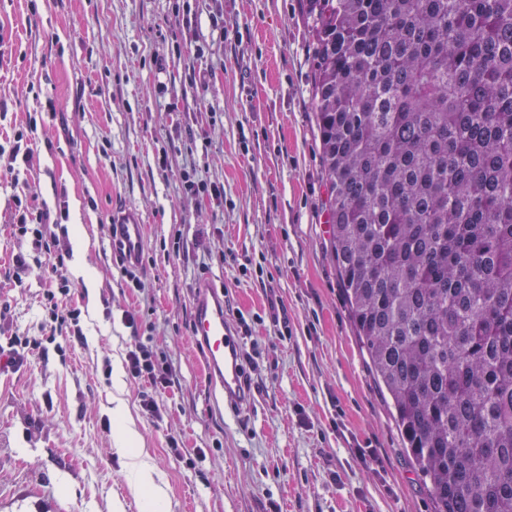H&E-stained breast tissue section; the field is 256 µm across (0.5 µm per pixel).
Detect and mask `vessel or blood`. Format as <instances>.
Wrapping results in <instances>:
<instances>
[{
  "mask_svg": "<svg viewBox=\"0 0 512 512\" xmlns=\"http://www.w3.org/2000/svg\"><path fill=\"white\" fill-rule=\"evenodd\" d=\"M144 247L142 216L132 209L114 211L112 254L117 263L124 268L138 266ZM193 337L203 347L208 371L224 401L225 415L240 421L254 402L243 338L226 315L223 295L204 282L195 298Z\"/></svg>",
  "mask_w": 512,
  "mask_h": 512,
  "instance_id": "vessel-or-blood-1",
  "label": "vessel or blood"
}]
</instances>
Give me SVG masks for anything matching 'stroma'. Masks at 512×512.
<instances>
[{"mask_svg":"<svg viewBox=\"0 0 512 512\" xmlns=\"http://www.w3.org/2000/svg\"><path fill=\"white\" fill-rule=\"evenodd\" d=\"M196 68L210 71L207 88L191 82ZM312 76L308 0H0V145L23 131L32 151L0 157V344L43 341L0 369V512H145L115 451L117 398L167 512H432L332 258ZM191 169L223 184L222 202L185 193ZM17 196L55 220L82 340L48 337L51 265L14 283L15 256L30 252L9 225ZM116 206L144 219L140 291L112 260ZM204 280L247 327L244 430L215 401L192 340ZM138 343L173 367L157 421L140 383L112 384Z\"/></svg>","mask_w":512,"mask_h":512,"instance_id":"1","label":"stroma"}]
</instances>
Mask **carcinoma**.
Returning <instances> with one entry per match:
<instances>
[{
  "label": "carcinoma",
  "instance_id": "1",
  "mask_svg": "<svg viewBox=\"0 0 512 512\" xmlns=\"http://www.w3.org/2000/svg\"><path fill=\"white\" fill-rule=\"evenodd\" d=\"M331 251L433 512H512V0H310Z\"/></svg>",
  "mask_w": 512,
  "mask_h": 512
}]
</instances>
